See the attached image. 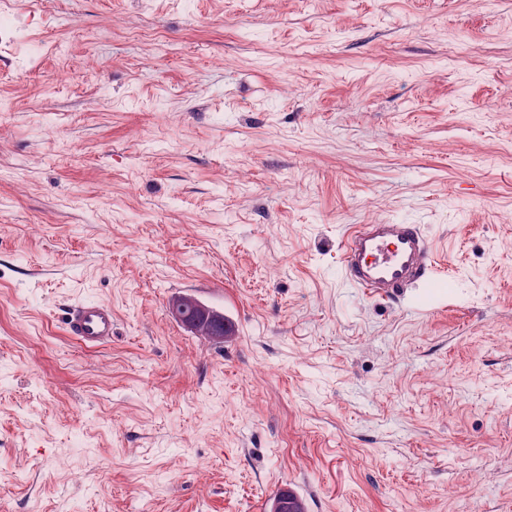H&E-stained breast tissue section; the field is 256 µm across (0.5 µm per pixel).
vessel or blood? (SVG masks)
Instances as JSON below:
<instances>
[{"instance_id": "b4317fda", "label": "vessel or blood", "mask_w": 512, "mask_h": 512, "mask_svg": "<svg viewBox=\"0 0 512 512\" xmlns=\"http://www.w3.org/2000/svg\"><path fill=\"white\" fill-rule=\"evenodd\" d=\"M340 263L346 280L377 301L399 298L405 289L430 284L436 254L415 224L368 223L351 227L343 239ZM67 332L87 348L112 338V308L80 303L67 314Z\"/></svg>"}]
</instances>
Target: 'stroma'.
<instances>
[{"instance_id":"1","label":"stroma","mask_w":512,"mask_h":512,"mask_svg":"<svg viewBox=\"0 0 512 512\" xmlns=\"http://www.w3.org/2000/svg\"><path fill=\"white\" fill-rule=\"evenodd\" d=\"M374 221L422 225L452 288L351 286ZM281 484L512 512V0H0V512ZM186 306L194 311V316L185 314ZM168 313L172 319L201 337L208 343H224L229 325L224 321V313L207 306L192 295H176L168 301ZM68 335L86 348L99 347L112 339V308L99 303H80L67 313Z\"/></svg>"}]
</instances>
